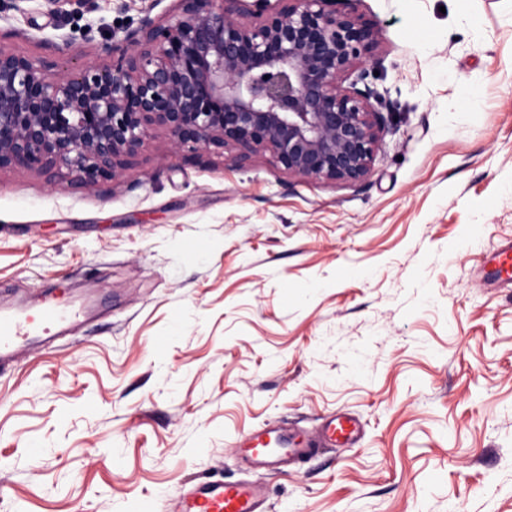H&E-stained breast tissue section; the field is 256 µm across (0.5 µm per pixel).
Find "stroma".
I'll list each match as a JSON object with an SVG mask.
<instances>
[{"mask_svg":"<svg viewBox=\"0 0 512 512\" xmlns=\"http://www.w3.org/2000/svg\"><path fill=\"white\" fill-rule=\"evenodd\" d=\"M391 113L359 184L263 155L188 163L156 132L118 182L0 172V310L70 286L85 310L0 371V512H155L187 483L255 478L270 512H512V0H357ZM178 0L0 11L5 46L83 60ZM362 424L353 446L253 474L263 422ZM40 455H32V444ZM486 281L500 288H512V241L498 247L483 260Z\"/></svg>","mask_w":512,"mask_h":512,"instance_id":"stroma-1","label":"stroma"}]
</instances>
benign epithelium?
<instances>
[{
	"mask_svg": "<svg viewBox=\"0 0 512 512\" xmlns=\"http://www.w3.org/2000/svg\"><path fill=\"white\" fill-rule=\"evenodd\" d=\"M50 17L90 0H38ZM102 45L106 60L18 55L0 46V171L95 188L132 168L153 131L185 160L269 156L305 181L372 173L385 118L369 78L378 24L336 0H179Z\"/></svg>",
	"mask_w": 512,
	"mask_h": 512,
	"instance_id": "1",
	"label": "benign epithelium"
}]
</instances>
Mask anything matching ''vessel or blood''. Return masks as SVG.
Instances as JSON below:
<instances>
[{"instance_id":"vessel-or-blood-1","label":"vessel or blood","mask_w":512,"mask_h":512,"mask_svg":"<svg viewBox=\"0 0 512 512\" xmlns=\"http://www.w3.org/2000/svg\"><path fill=\"white\" fill-rule=\"evenodd\" d=\"M489 284L512 288V241L485 256ZM75 307L47 305L35 313L0 312V369L9 366L15 355L38 339H49L80 320ZM362 426L346 413L331 415L313 430L266 423L243 432L237 446L247 469L274 471L298 462L317 448L349 446L359 441ZM266 490L252 480L235 483L201 481L186 484L168 499L163 512H265Z\"/></svg>"}]
</instances>
